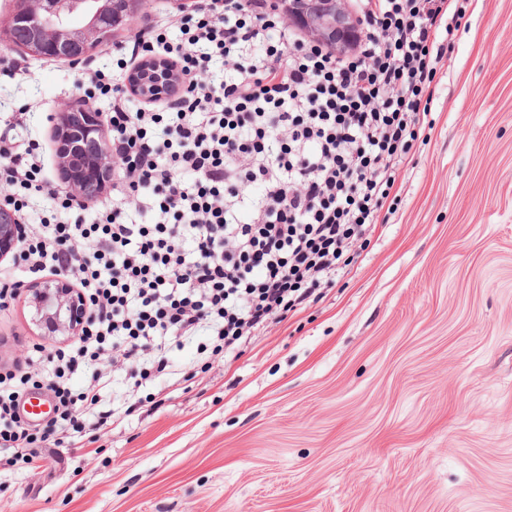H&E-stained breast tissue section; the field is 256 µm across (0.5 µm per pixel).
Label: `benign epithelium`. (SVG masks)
Instances as JSON below:
<instances>
[{
	"instance_id": "1",
	"label": "benign epithelium",
	"mask_w": 512,
	"mask_h": 512,
	"mask_svg": "<svg viewBox=\"0 0 512 512\" xmlns=\"http://www.w3.org/2000/svg\"><path fill=\"white\" fill-rule=\"evenodd\" d=\"M346 0H273V7L289 24L300 27L312 40L336 53L350 49L360 38V25L345 6ZM111 0H104L91 24L80 30L59 28L64 18L58 0H24L22 11L35 29L42 57L55 56L72 64L86 59L90 47L105 48L112 36L126 30L133 13L114 12ZM179 83L177 72L156 59L143 62L127 77L130 95L152 102L171 96ZM54 136L60 143L59 167L65 189L86 198L85 183H106L112 177V152L105 147L103 113L93 103L81 100L64 103L53 118ZM23 231L18 214L5 202L0 203V259L15 247ZM24 300L34 308L33 324L45 334L72 339L79 335L89 317L85 296L65 275L32 280L21 287Z\"/></svg>"
}]
</instances>
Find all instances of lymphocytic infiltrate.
Masks as SVG:
<instances>
[{
  "label": "lymphocytic infiltrate",
  "mask_w": 512,
  "mask_h": 512,
  "mask_svg": "<svg viewBox=\"0 0 512 512\" xmlns=\"http://www.w3.org/2000/svg\"><path fill=\"white\" fill-rule=\"evenodd\" d=\"M267 2L212 0L179 39L157 27L117 59L172 65L185 88L169 111H130L109 74L90 75L87 96L113 97L112 205L98 223L74 221L79 202L46 187L36 145L0 131L11 205L49 201L48 217L23 228L21 260L34 278L70 274L92 307L46 358L62 437L108 424L97 410L108 373L148 379L165 345L202 332L213 355L231 356L323 298L398 202L463 0H350L366 29L351 58L299 37ZM103 359L108 373H88ZM31 380L0 375V444L23 466L51 439L17 413Z\"/></svg>",
  "instance_id": "f902f5d3"
}]
</instances>
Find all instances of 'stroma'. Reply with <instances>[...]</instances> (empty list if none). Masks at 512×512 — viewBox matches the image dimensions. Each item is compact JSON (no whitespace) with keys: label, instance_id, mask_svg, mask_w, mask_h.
<instances>
[{"label":"stroma","instance_id":"stroma-1","mask_svg":"<svg viewBox=\"0 0 512 512\" xmlns=\"http://www.w3.org/2000/svg\"><path fill=\"white\" fill-rule=\"evenodd\" d=\"M13 63L0 118L37 103L18 134L60 188L51 117L112 54ZM428 120L356 272L236 358L196 336L137 390L107 383L118 423L39 468L0 446V512H512V0H469ZM31 318L0 310V364L61 346Z\"/></svg>","mask_w":512,"mask_h":512}]
</instances>
